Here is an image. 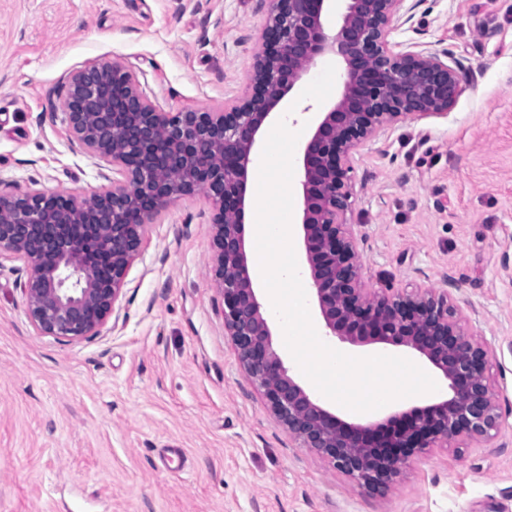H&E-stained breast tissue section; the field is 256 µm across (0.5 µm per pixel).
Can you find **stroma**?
<instances>
[{
	"mask_svg": "<svg viewBox=\"0 0 512 512\" xmlns=\"http://www.w3.org/2000/svg\"><path fill=\"white\" fill-rule=\"evenodd\" d=\"M391 44L447 52L445 114L359 151L350 221L369 287L448 291L492 351L498 436L412 456L369 492L301 447L224 334L210 208L149 224L114 316L67 343L31 326L21 261L0 263V512H512V0H409ZM270 0H0V192L91 196L62 77L120 59L167 112L244 92Z\"/></svg>",
	"mask_w": 512,
	"mask_h": 512,
	"instance_id": "35a3bbf8",
	"label": "stroma"
}]
</instances>
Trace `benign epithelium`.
<instances>
[{
	"label": "benign epithelium",
	"mask_w": 512,
	"mask_h": 512,
	"mask_svg": "<svg viewBox=\"0 0 512 512\" xmlns=\"http://www.w3.org/2000/svg\"><path fill=\"white\" fill-rule=\"evenodd\" d=\"M329 0H270L246 94L219 112H165L120 60L69 73L62 111L73 142L112 166L89 199L32 188L0 193V258L23 260L28 319L41 335L74 343L115 312L146 226L176 200L211 202L213 281L225 335L271 413L304 448L357 485L382 493L415 453L490 440L501 414L488 383L490 350L463 324L446 291L367 287L357 261L351 173L366 142L409 118L443 114L464 91L448 53L394 51L388 35L409 22L406 0H344L335 32ZM342 60L341 90L303 148L305 259L325 335L356 345L405 346L448 381V398L385 421L350 424L324 408L272 347L245 251L246 187L265 121L316 59Z\"/></svg>",
	"instance_id": "1"
}]
</instances>
